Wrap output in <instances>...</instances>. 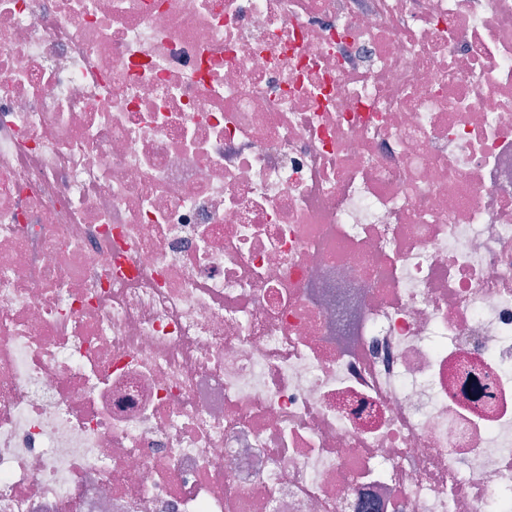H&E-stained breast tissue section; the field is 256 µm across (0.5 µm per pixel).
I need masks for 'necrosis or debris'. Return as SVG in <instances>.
Masks as SVG:
<instances>
[{
	"label": "necrosis or debris",
	"instance_id": "obj_1",
	"mask_svg": "<svg viewBox=\"0 0 512 512\" xmlns=\"http://www.w3.org/2000/svg\"><path fill=\"white\" fill-rule=\"evenodd\" d=\"M0 512H512V0H0Z\"/></svg>",
	"mask_w": 512,
	"mask_h": 512
}]
</instances>
